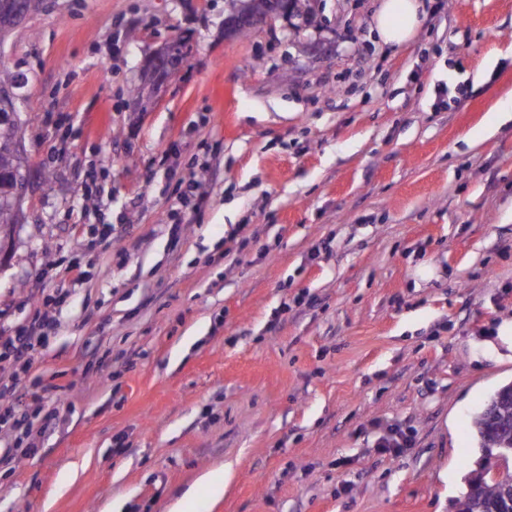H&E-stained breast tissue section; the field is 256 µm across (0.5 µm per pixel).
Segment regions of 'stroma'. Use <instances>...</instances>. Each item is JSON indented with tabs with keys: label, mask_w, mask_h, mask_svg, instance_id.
<instances>
[{
	"label": "stroma",
	"mask_w": 512,
	"mask_h": 512,
	"mask_svg": "<svg viewBox=\"0 0 512 512\" xmlns=\"http://www.w3.org/2000/svg\"><path fill=\"white\" fill-rule=\"evenodd\" d=\"M45 3L0 49L53 174L0 260V336L54 323L14 382L28 430L0 427V512H170L218 470L189 512H451L512 383V0H422L399 48L382 0L245 37L224 0ZM165 58L166 49L163 47L161 50L150 57L144 69V78L148 83L153 85L156 95L159 91H161L164 85L167 84L170 78L162 76ZM414 429L412 426L397 424L387 429L378 444L383 452L398 454L402 448H409L413 442Z\"/></svg>",
	"instance_id": "stroma-1"
}]
</instances>
